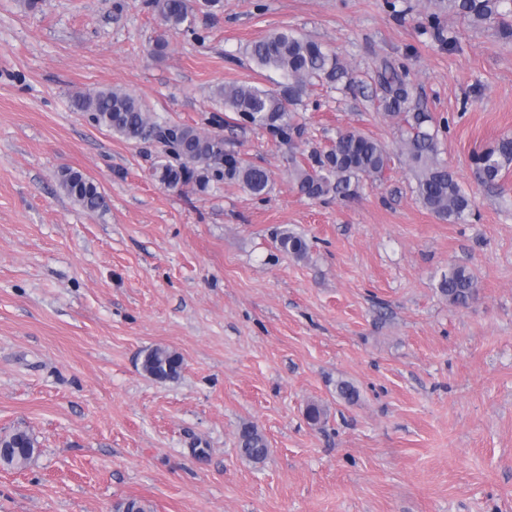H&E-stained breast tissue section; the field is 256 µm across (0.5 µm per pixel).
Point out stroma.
<instances>
[{"instance_id": "obj_1", "label": "stroma", "mask_w": 512, "mask_h": 512, "mask_svg": "<svg viewBox=\"0 0 512 512\" xmlns=\"http://www.w3.org/2000/svg\"><path fill=\"white\" fill-rule=\"evenodd\" d=\"M428 0H223L189 32L148 0H0V434L40 452L0 466V512H512V170L477 182L473 150L512 134V42L460 17L448 46ZM291 27L340 53L352 89L315 87L287 144L238 121L217 87H275L248 50ZM408 67L413 102L471 196L461 224L419 203L397 127L373 91ZM123 88L158 121L224 137L270 173L266 192L166 189L164 144L127 141L74 111L77 92ZM352 127L390 168L358 194L308 199L295 159ZM73 168L109 199L90 212L60 186ZM307 239L281 252L276 231ZM456 265L480 298L448 303ZM166 346L177 380L143 372ZM359 391L348 403L338 381ZM317 403L325 420L311 424ZM254 423L270 453L240 457ZM275 241L282 252L296 260H303L308 256L309 245L307 241L294 231H280L276 234ZM2 444L9 449L1 460L4 466L22 468L37 454V439L26 429L16 428L4 434Z\"/></svg>"}]
</instances>
